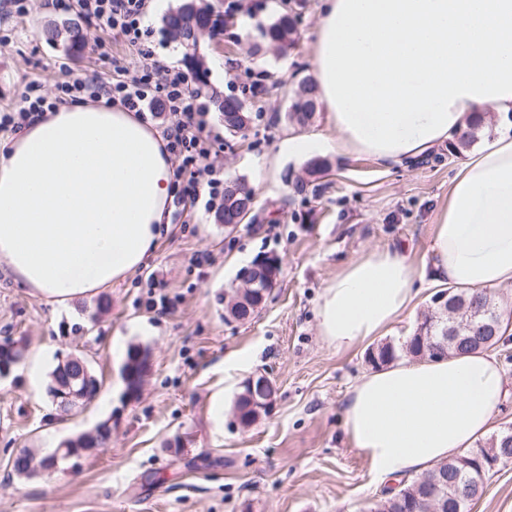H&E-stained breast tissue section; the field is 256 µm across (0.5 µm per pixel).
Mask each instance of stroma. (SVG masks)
Returning <instances> with one entry per match:
<instances>
[{"mask_svg": "<svg viewBox=\"0 0 512 512\" xmlns=\"http://www.w3.org/2000/svg\"><path fill=\"white\" fill-rule=\"evenodd\" d=\"M297 2L298 42L285 53L253 54L256 27ZM27 0L25 15L0 9V110L19 109L25 86L53 94L62 73L112 77L113 59L138 68L160 58L179 67L185 49L163 30L166 11L148 10L154 57L140 55L81 10L77 0ZM217 12L237 5L243 22L222 40L202 36V97L224 134L217 162L225 180L246 183L261 221L227 227L214 211L171 213V230L147 267L74 302L62 312L0 270V340L24 358L0 379V512H365L385 483L351 445L343 408L356 380L370 373L371 342L339 351L319 334L317 310L326 283L367 248L406 244L419 294L386 341L403 342L427 311L437 287L428 256L435 224L448 202L459 155L447 146L410 162L383 167L365 156L324 154L328 167L316 194H297L308 160L280 153L285 139H335L316 111L306 126L288 121L290 96L311 78L320 0H207ZM78 22L79 50L48 42V25ZM241 96L250 120L229 133L217 101ZM274 255L281 274L268 301L247 323L226 319L224 297L238 289V271ZM175 304L158 314L150 294ZM150 350L141 391L127 395L120 368L130 345ZM53 348L54 362L86 358L102 386L71 416L61 417L46 384L30 385L25 359ZM264 373L276 384L267 415L250 427L234 418L243 382ZM110 428L104 448L76 458L72 471L17 474L12 458L94 430ZM468 512H512V465L490 471Z\"/></svg>", "mask_w": 512, "mask_h": 512, "instance_id": "35a3bbf8", "label": "stroma"}]
</instances>
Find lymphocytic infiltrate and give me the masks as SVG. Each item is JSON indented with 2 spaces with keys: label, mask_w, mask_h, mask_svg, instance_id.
<instances>
[{
  "label": "lymphocytic infiltrate",
  "mask_w": 512,
  "mask_h": 512,
  "mask_svg": "<svg viewBox=\"0 0 512 512\" xmlns=\"http://www.w3.org/2000/svg\"><path fill=\"white\" fill-rule=\"evenodd\" d=\"M90 16L122 36L124 41L144 50L148 32L144 24L145 0H84ZM112 79H67L56 82L54 96L30 83L22 107L0 113V131H18L35 118L60 105L91 100L117 105L149 121L159 112L169 114L162 129L165 150L174 169L173 198L183 211L212 208L224 196V171L212 162L221 146V136L209 123L207 107L195 91L188 75L161 60L130 71L121 61H113Z\"/></svg>",
  "instance_id": "lymphocytic-infiltrate-1"
}]
</instances>
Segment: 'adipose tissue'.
<instances>
[{
    "label": "adipose tissue",
    "mask_w": 512,
    "mask_h": 512,
    "mask_svg": "<svg viewBox=\"0 0 512 512\" xmlns=\"http://www.w3.org/2000/svg\"><path fill=\"white\" fill-rule=\"evenodd\" d=\"M313 78L336 141L292 136L294 155L335 148L391 166L479 112L512 114V0H320ZM173 170L133 113L84 102L0 145V263L47 303L72 302L145 265L169 228ZM436 283L512 284V134L462 161L438 215ZM402 251L369 250L324 288L319 332L337 350L382 335L413 307ZM504 395L489 352L405 357L360 377L344 407L379 480L430 469L487 435Z\"/></svg>",
    "instance_id": "obj_1"
}]
</instances>
